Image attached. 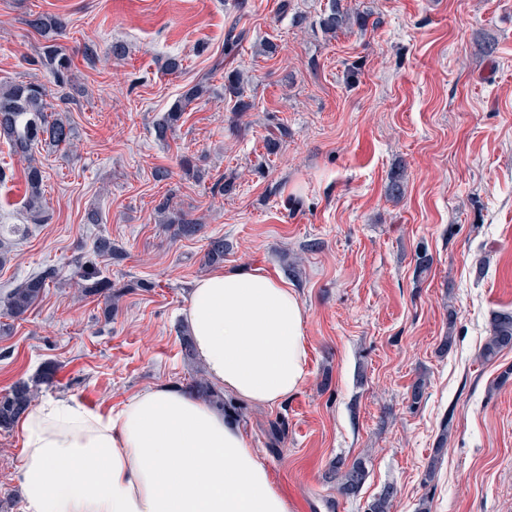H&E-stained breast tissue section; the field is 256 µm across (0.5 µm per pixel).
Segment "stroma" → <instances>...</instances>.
<instances>
[{
    "label": "stroma",
    "instance_id": "stroma-1",
    "mask_svg": "<svg viewBox=\"0 0 512 512\" xmlns=\"http://www.w3.org/2000/svg\"><path fill=\"white\" fill-rule=\"evenodd\" d=\"M282 2L0 0L2 84L52 85L31 63L41 38L27 21L65 19L72 85L67 100L49 101L78 131L71 149H33L43 224L24 207L22 160L0 142L11 174L0 183V298L59 272L0 330V393L24 379L37 401L106 411L158 383L186 386L204 369L183 355L180 313L210 272L209 239L221 237L225 267L281 275L305 309L309 375L298 391L274 407L224 397L292 512H366L387 485L392 512H416L424 499L431 512H512V350L479 357L493 313L512 310V0H348L371 25L334 38L318 26L327 0H290L288 13ZM295 11L305 27L293 26ZM234 20L248 36L228 57ZM115 42L123 59L108 53ZM172 56L183 61L175 74L165 69ZM232 68L254 103L241 116L224 98ZM202 79L208 94L158 141L155 122ZM281 127L288 136L268 153ZM181 155L201 180L184 177ZM159 168L171 178L156 181ZM399 171L406 191L395 201L386 186ZM228 175L232 191L212 193ZM169 193L201 219L197 237L159 223L155 206ZM91 209L99 223H85ZM16 224L25 235L12 234ZM101 237L118 251L97 259L109 304L75 284L76 258ZM421 251L432 264L420 274ZM21 443L19 428L0 430V512H22ZM339 459L365 464L356 495L326 477Z\"/></svg>",
    "mask_w": 512,
    "mask_h": 512
}]
</instances>
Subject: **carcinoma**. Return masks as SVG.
I'll return each mask as SVG.
<instances>
[{"instance_id": "carcinoma-1", "label": "carcinoma", "mask_w": 512, "mask_h": 512, "mask_svg": "<svg viewBox=\"0 0 512 512\" xmlns=\"http://www.w3.org/2000/svg\"><path fill=\"white\" fill-rule=\"evenodd\" d=\"M368 14L354 11L346 0H328L319 17V27L330 37L340 32L367 29ZM30 28L42 38L38 63L53 77L55 85L65 89L72 79V59L58 44L59 37L66 31V21L59 16L34 14L28 20ZM244 30L237 29V22L230 23L224 40V54L231 55L246 39ZM224 96L233 102L232 110L242 114L250 111L254 103L244 92L243 74L235 69L224 72ZM49 89L38 82L18 81L0 86V140H5L12 153L26 161L22 171L25 185V207L36 222L45 221L43 208L44 175L41 167L33 164L34 145L42 144L47 150L56 151L71 145L75 128L49 111L47 98ZM183 109L177 106L155 124V135L160 141H167L175 130ZM167 224L173 225L174 236L194 238L201 232L203 224L187 213L170 212V196H164L155 208ZM204 263L213 265L224 261V239L213 238L207 244ZM57 276L56 269L47 268L31 276L11 289L3 300V315L19 318L25 315L42 297L45 288ZM76 276L86 295L112 298V282L101 276L99 269L90 260L78 262ZM512 349V311L496 313L490 323L487 336L479 353L486 362L495 360L503 351ZM190 393L214 405H223V395L215 391L204 379L196 377L189 385ZM35 390L26 380H18L11 389L0 394V429H10L24 415L34 401ZM331 475L336 478L343 494H355L364 483L367 472L362 461L345 465L338 459L331 466ZM394 488L386 486L372 500L368 512H391Z\"/></svg>"}]
</instances>
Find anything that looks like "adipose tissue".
<instances>
[{
  "mask_svg": "<svg viewBox=\"0 0 512 512\" xmlns=\"http://www.w3.org/2000/svg\"><path fill=\"white\" fill-rule=\"evenodd\" d=\"M182 316L207 378L229 394L273 407L308 375L304 307L269 270L197 279ZM20 429L23 512H290L242 430L167 384L105 412L50 398Z\"/></svg>",
  "mask_w": 512,
  "mask_h": 512,
  "instance_id": "1",
  "label": "adipose tissue"
}]
</instances>
